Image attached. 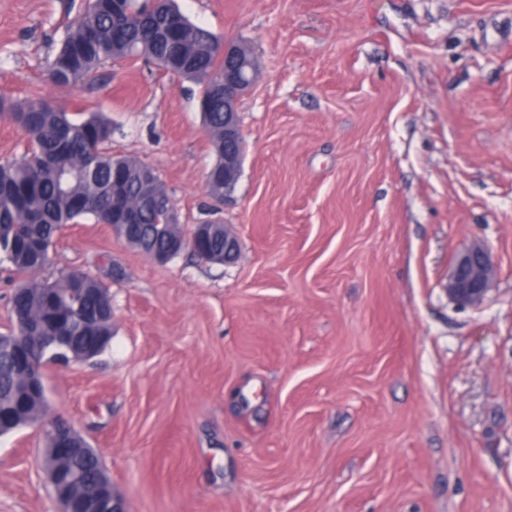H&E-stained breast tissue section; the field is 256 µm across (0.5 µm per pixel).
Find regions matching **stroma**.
Instances as JSON below:
<instances>
[{"label": "stroma", "instance_id": "35a3bbf8", "mask_svg": "<svg viewBox=\"0 0 512 512\" xmlns=\"http://www.w3.org/2000/svg\"><path fill=\"white\" fill-rule=\"evenodd\" d=\"M257 53L229 201L199 89L143 61L93 87L49 61L82 0H0V94L103 111L184 230L223 220L230 263L157 264L85 219L40 279L112 295V342L44 369L126 512H512V0H176ZM495 256L483 302L455 256ZM46 440L0 437V512H59ZM497 264L483 245L474 244L461 252L448 280V293L461 305L480 304L490 289Z\"/></svg>", "mask_w": 512, "mask_h": 512}]
</instances>
